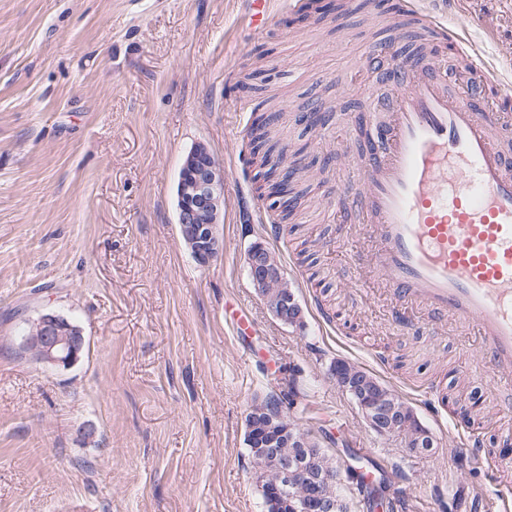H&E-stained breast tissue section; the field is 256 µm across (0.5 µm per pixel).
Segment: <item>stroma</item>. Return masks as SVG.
Wrapping results in <instances>:
<instances>
[{"instance_id":"stroma-1","label":"stroma","mask_w":512,"mask_h":512,"mask_svg":"<svg viewBox=\"0 0 512 512\" xmlns=\"http://www.w3.org/2000/svg\"><path fill=\"white\" fill-rule=\"evenodd\" d=\"M470 2L497 38L482 25L461 38L512 80V8ZM355 3L289 27L288 0H270L255 30L246 0H0V512H263L245 419L292 388L288 415L340 467L364 456L404 512H502L457 436L483 422L487 454L512 455V414L478 413L493 374L474 337L417 309L397 330L391 293L339 247L360 224L352 213L336 223L329 207L347 163L334 142L364 100L339 98L324 125L285 131L310 168L304 232L274 237L253 190L242 138L270 96L308 111L336 96L357 52L402 46L382 5ZM199 142L224 168V253L206 268L177 220V174ZM257 239L285 268L303 328L276 320L251 285ZM305 239L311 269L295 265ZM240 308L253 329L241 341L224 320ZM43 309L82 328L75 365L21 350ZM337 359L408 403L434 452L372 432L329 373ZM438 377L447 400L435 409L414 390Z\"/></svg>"}]
</instances>
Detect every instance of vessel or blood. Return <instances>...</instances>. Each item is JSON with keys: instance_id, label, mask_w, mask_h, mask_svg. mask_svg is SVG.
Masks as SVG:
<instances>
[{"instance_id": "1", "label": "vessel or blood", "mask_w": 512, "mask_h": 512, "mask_svg": "<svg viewBox=\"0 0 512 512\" xmlns=\"http://www.w3.org/2000/svg\"><path fill=\"white\" fill-rule=\"evenodd\" d=\"M401 0L397 27L414 24L429 43L451 42L471 64L469 95L451 89L421 47L390 61L397 92L386 122L349 128L345 144L367 138L349 166L363 189L347 197L367 218L363 258L398 304L393 321L406 327L404 306H418L474 330L496 372L493 398L512 411V113L488 108L479 88L500 89L495 69L442 25L446 0ZM461 436L472 457L511 472L512 461L488 459L484 435Z\"/></svg>"}]
</instances>
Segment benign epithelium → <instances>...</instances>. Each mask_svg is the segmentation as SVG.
<instances>
[{
  "instance_id": "obj_1",
  "label": "benign epithelium",
  "mask_w": 512,
  "mask_h": 512,
  "mask_svg": "<svg viewBox=\"0 0 512 512\" xmlns=\"http://www.w3.org/2000/svg\"><path fill=\"white\" fill-rule=\"evenodd\" d=\"M176 194L178 223L192 225L188 249L197 265L207 267L224 252V238L218 230L224 207V169L205 144H196L184 158ZM246 264L250 282L273 316L286 325L302 327L303 307L289 287L278 257L264 243L254 241L248 247ZM34 324L48 363L55 367H71L78 361L85 342L82 329L53 311L41 313ZM330 374L374 432L391 436L398 432L400 422L408 418L407 449L417 454L433 450L432 433L395 393L383 390L373 377L349 362L330 367ZM261 413L264 420L259 425L266 429L267 438L259 443V447L292 449L287 456L274 454L280 462L283 489H306L304 498L290 504V510L337 512L339 502L325 491L326 487L335 484L336 475L312 470L307 457L299 452L301 448L312 446L308 435L288 425V418L275 398L267 400Z\"/></svg>"
}]
</instances>
